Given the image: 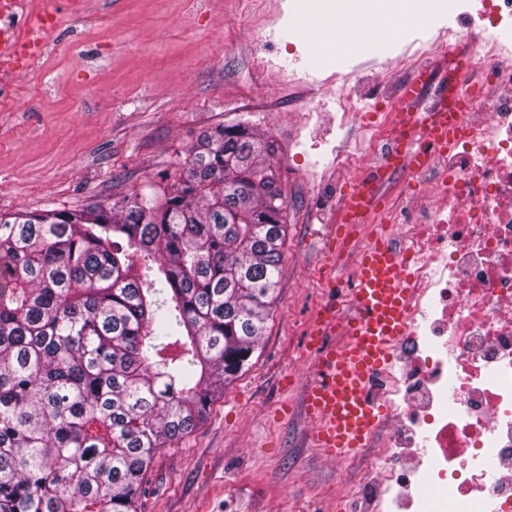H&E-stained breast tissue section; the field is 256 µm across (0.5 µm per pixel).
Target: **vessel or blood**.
Returning a JSON list of instances; mask_svg holds the SVG:
<instances>
[{"label":"vessel or blood","mask_w":512,"mask_h":512,"mask_svg":"<svg viewBox=\"0 0 512 512\" xmlns=\"http://www.w3.org/2000/svg\"><path fill=\"white\" fill-rule=\"evenodd\" d=\"M46 18L37 13V31L25 37L0 29V62L12 68L41 54L49 30ZM421 89V80L410 82L411 109L400 116L411 136L437 150L467 135L462 114L468 102L460 101L451 111L439 100L420 112ZM407 278L406 265L392 246L366 245L340 304L321 305L309 327L311 378L303 404L311 423L309 443L326 457L366 447L381 422L383 409L371 388L406 331Z\"/></svg>","instance_id":"1"}]
</instances>
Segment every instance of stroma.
Instances as JSON below:
<instances>
[{"label": "stroma", "mask_w": 512, "mask_h": 512, "mask_svg": "<svg viewBox=\"0 0 512 512\" xmlns=\"http://www.w3.org/2000/svg\"><path fill=\"white\" fill-rule=\"evenodd\" d=\"M59 22L40 57L24 61L0 99V214L87 209L177 184L206 131L246 124L277 146L268 162L288 205L276 296L248 365L218 390L197 427L154 457L137 512H364L359 475L371 462L308 447L302 392L306 336L322 284L336 197L354 172L335 147L364 139L358 117L315 149L306 111L332 112L340 87L392 95L381 71L412 79L410 57L433 64L447 47L435 27L408 18L396 54H341L330 32L289 37L296 0H49Z\"/></svg>", "instance_id": "stroma-1"}]
</instances>
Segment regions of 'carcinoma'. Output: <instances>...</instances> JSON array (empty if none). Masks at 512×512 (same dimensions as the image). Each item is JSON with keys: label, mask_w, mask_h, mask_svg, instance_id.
<instances>
[{"label": "carcinoma", "mask_w": 512, "mask_h": 512, "mask_svg": "<svg viewBox=\"0 0 512 512\" xmlns=\"http://www.w3.org/2000/svg\"><path fill=\"white\" fill-rule=\"evenodd\" d=\"M274 153L222 125L170 191L0 215V512H136L156 453L265 335L287 234Z\"/></svg>", "instance_id": "carcinoma-1"}]
</instances>
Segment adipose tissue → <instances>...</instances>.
Here are the masks:
<instances>
[{
    "label": "adipose tissue",
    "mask_w": 512,
    "mask_h": 512,
    "mask_svg": "<svg viewBox=\"0 0 512 512\" xmlns=\"http://www.w3.org/2000/svg\"><path fill=\"white\" fill-rule=\"evenodd\" d=\"M323 9L330 17L336 33L337 51L360 49L362 42L359 35L370 29L375 30L381 37L389 34L385 19L371 15L362 0H324Z\"/></svg>",
    "instance_id": "1"
}]
</instances>
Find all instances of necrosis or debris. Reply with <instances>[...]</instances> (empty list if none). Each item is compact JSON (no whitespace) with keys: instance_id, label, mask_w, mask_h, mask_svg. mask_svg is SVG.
Wrapping results in <instances>:
<instances>
[{"instance_id":"obj_1","label":"necrosis or debris","mask_w":512,"mask_h":512,"mask_svg":"<svg viewBox=\"0 0 512 512\" xmlns=\"http://www.w3.org/2000/svg\"><path fill=\"white\" fill-rule=\"evenodd\" d=\"M454 25L448 90L469 97L470 136L402 169L421 210L380 198L361 234L399 239L408 263L407 329L383 376L390 437L361 481L385 488L387 512H512V46L499 38L512 0H438ZM476 12L489 38L457 20ZM336 99L373 138L356 184L389 177L402 99ZM412 458L400 468L404 458Z\"/></svg>"}]
</instances>
